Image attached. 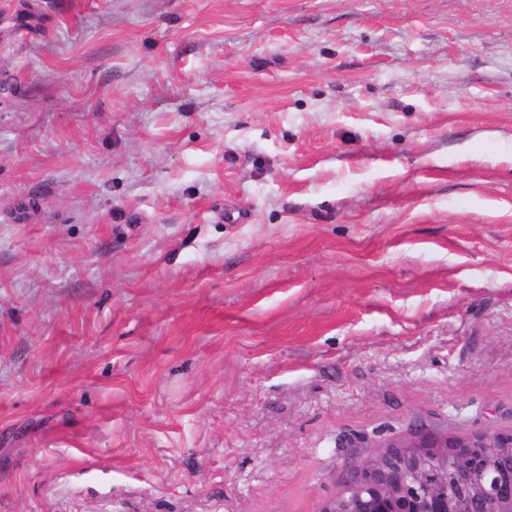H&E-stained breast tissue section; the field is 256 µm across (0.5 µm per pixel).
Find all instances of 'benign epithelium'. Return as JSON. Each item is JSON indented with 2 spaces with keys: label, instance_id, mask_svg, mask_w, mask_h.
Here are the masks:
<instances>
[{
  "label": "benign epithelium",
  "instance_id": "obj_1",
  "mask_svg": "<svg viewBox=\"0 0 512 512\" xmlns=\"http://www.w3.org/2000/svg\"><path fill=\"white\" fill-rule=\"evenodd\" d=\"M491 451L503 462L488 465ZM450 459L477 480L475 492L459 496L432 478L448 468ZM346 485L353 496L333 499L321 512H373L420 490L418 512H489L493 503L512 506V430L447 435L422 427L408 439L383 443L377 456L356 462Z\"/></svg>",
  "mask_w": 512,
  "mask_h": 512
}]
</instances>
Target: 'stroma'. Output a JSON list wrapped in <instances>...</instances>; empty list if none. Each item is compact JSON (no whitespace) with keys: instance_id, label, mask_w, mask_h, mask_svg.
Segmentation results:
<instances>
[{"instance_id":"35a3bbf8","label":"stroma","mask_w":512,"mask_h":512,"mask_svg":"<svg viewBox=\"0 0 512 512\" xmlns=\"http://www.w3.org/2000/svg\"><path fill=\"white\" fill-rule=\"evenodd\" d=\"M512 427V0H0V512H320Z\"/></svg>"}]
</instances>
